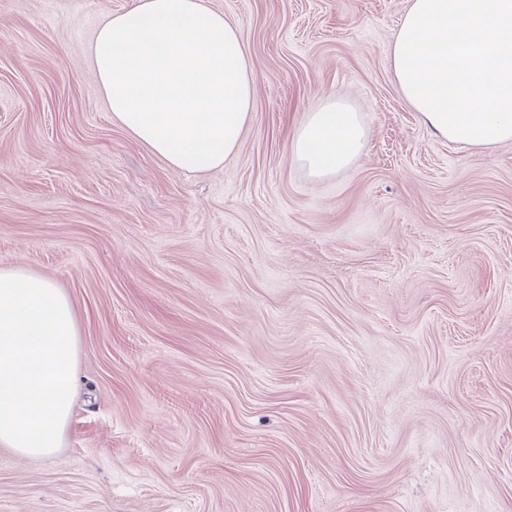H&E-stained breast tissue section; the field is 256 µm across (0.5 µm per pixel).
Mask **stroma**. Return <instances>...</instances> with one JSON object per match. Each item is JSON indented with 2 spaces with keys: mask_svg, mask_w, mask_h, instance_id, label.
Masks as SVG:
<instances>
[{
  "mask_svg": "<svg viewBox=\"0 0 512 512\" xmlns=\"http://www.w3.org/2000/svg\"><path fill=\"white\" fill-rule=\"evenodd\" d=\"M205 2L257 83L239 149L193 174L89 62L137 0H0V265L80 331L62 444L0 447V512H512V143L405 101L409 0ZM331 95L366 146L316 180L290 140Z\"/></svg>",
  "mask_w": 512,
  "mask_h": 512,
  "instance_id": "stroma-1",
  "label": "stroma"
}]
</instances>
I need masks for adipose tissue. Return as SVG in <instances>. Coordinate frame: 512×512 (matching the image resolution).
I'll return each mask as SVG.
<instances>
[{"instance_id": "ef3b65f1", "label": "adipose tissue", "mask_w": 512, "mask_h": 512, "mask_svg": "<svg viewBox=\"0 0 512 512\" xmlns=\"http://www.w3.org/2000/svg\"><path fill=\"white\" fill-rule=\"evenodd\" d=\"M89 54L113 120L172 169L214 171L238 150L255 73L238 28L205 0H139L104 20ZM390 55L434 134L479 149L512 141V0H411ZM364 142L359 112L331 96L297 125L290 151L325 178Z\"/></svg>"}]
</instances>
